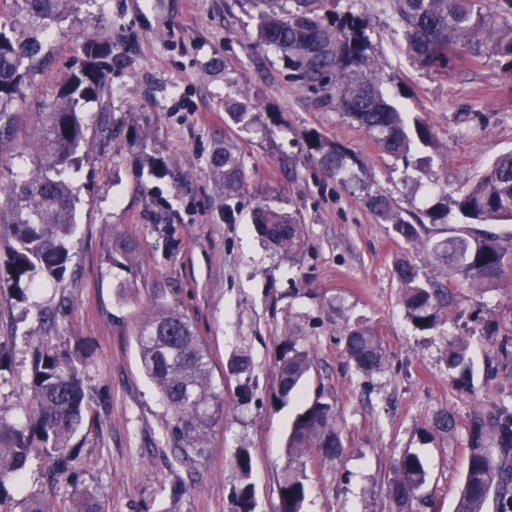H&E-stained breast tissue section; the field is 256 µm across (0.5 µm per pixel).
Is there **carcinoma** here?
<instances>
[{"instance_id": "cac0c4a2", "label": "carcinoma", "mask_w": 512, "mask_h": 512, "mask_svg": "<svg viewBox=\"0 0 512 512\" xmlns=\"http://www.w3.org/2000/svg\"><path fill=\"white\" fill-rule=\"evenodd\" d=\"M73 0H13L10 12L0 14V131L15 120L13 105L23 99L26 80L47 62L46 40L53 28L67 18ZM294 13L262 14L255 23L257 40L286 55L292 67L309 84L328 92L336 89L339 109L371 137L380 151L395 158H408L412 146L434 138L430 125L414 123L409 131L407 117L390 103L382 89L370 40L361 17L347 14L333 25L308 9ZM406 28V52L422 68L444 70L448 51L462 49L473 57L489 50L512 59V22L497 23L485 9V0H393ZM108 52L95 39L83 46L85 61L80 72L60 81V90L38 113L31 158L34 170L21 181L0 188V219L13 229L11 250L13 287L22 290L38 281L61 279L71 259L75 231V201L66 174L80 162L87 141V125L79 109L85 99L100 102V111H110L111 89L100 73V61ZM224 111L242 129L253 120L247 99L227 98ZM312 157L324 175L344 187L365 189L359 175L360 160L345 148L323 140L316 132L307 134ZM211 175L222 182L224 199L238 196L247 171L240 152L230 145L216 152L210 162ZM364 202L381 222L394 225L407 242L422 240L423 224L402 216L390 197L369 192ZM453 204L464 220V232L428 245L441 269V277L421 279L419 268L406 259L394 268L402 292L406 316L413 328L437 329L447 319L453 285L450 278L461 275L475 286L501 280L506 253L488 226L512 222V152L498 157L457 196L439 203L428 212L433 224L448 219ZM262 237L290 255L306 245L298 218L270 202L252 212ZM342 336L345 353L364 375L377 371L383 360L376 331L361 325L347 326ZM135 342L142 370L153 383L160 402L170 415L169 427L177 443L179 458L192 462L204 456L205 437L215 421L220 397L211 383L208 351L192 321L166 304L137 325ZM448 374L462 388L471 387L474 365L464 339L452 343L446 354ZM309 352L290 336L281 346L278 383L272 404L285 406L298 393L309 373ZM33 406L25 419L12 421L0 415V506L8 502L10 488L18 483L30 448L38 442L56 459L55 472L70 474L76 468L81 445L74 442L89 412L82 375L72 356L45 349L38 353L32 369ZM435 427L443 433L464 428L467 467L457 497L455 512H485L496 504V512H512V403L490 400L464 422L443 411ZM288 463L279 482L278 512H302L306 475L301 458L312 452L322 457H339L343 444L335 405L318 396L291 424ZM239 475L235 512H256L254 489L249 482L251 457L240 448L233 458ZM387 497L391 512H423L430 498L420 494L426 481L422 458L406 450L394 461ZM24 512H102L87 490H74L71 505L57 511L32 498Z\"/></svg>"}]
</instances>
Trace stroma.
<instances>
[{"label": "stroma", "mask_w": 512, "mask_h": 512, "mask_svg": "<svg viewBox=\"0 0 512 512\" xmlns=\"http://www.w3.org/2000/svg\"><path fill=\"white\" fill-rule=\"evenodd\" d=\"M325 22L349 13L367 23L383 88L408 119L422 118L435 137L403 161L377 149L335 100L298 77L279 52L259 45L260 10L296 11V0H75L48 41L50 63L25 89L13 126L0 134V185L33 171L25 148L37 112L59 81L84 62L88 39L110 52L101 67L112 89L111 110L84 105L90 126L71 176L77 228L62 280L18 291L8 263L12 239L0 224V413L21 416L33 400L35 349L48 344L72 355L91 415L74 479L53 477L44 449H33L9 504L22 512L29 497L69 504L74 487L92 492L103 512H233L239 484L232 458L251 455L257 512H276L278 482L288 461L295 413L316 396L335 402L344 445L340 458L303 459L309 487L303 512H389L391 463L404 450L425 462L423 488L436 512H454L464 475V433L420 439L445 410L465 419L496 393L512 398V370L484 386L483 370L501 337H512V224L495 228L507 254L498 283H455L453 319L420 332L405 317L394 265L406 257L423 277L438 276L424 244L401 239L379 222L361 192H350L312 162L305 135L319 132L363 163L371 190L395 201L403 216L421 214L472 182L512 150V64L483 52L458 57L447 71L420 68L404 52L405 28L391 0H315ZM221 68H213V60ZM245 98L256 120L224 124V100ZM107 122L109 132L97 127ZM145 130V148L130 127ZM234 142L247 181L225 202L210 175L213 153ZM166 160L156 177L143 154ZM266 200L299 217L306 246L298 255L273 249L251 220ZM124 240L137 249L135 273L112 263ZM129 280L127 295L119 281ZM187 314L209 352L212 385L221 396L206 457L177 462L169 417L144 377L134 341L137 324L156 302ZM362 323L380 336L383 363L365 376L349 364L341 332ZM297 336L313 367L296 399L276 409L279 351ZM470 343L474 392L448 375L445 354L457 337ZM246 356L238 373L232 363Z\"/></svg>", "instance_id": "stroma-1"}]
</instances>
